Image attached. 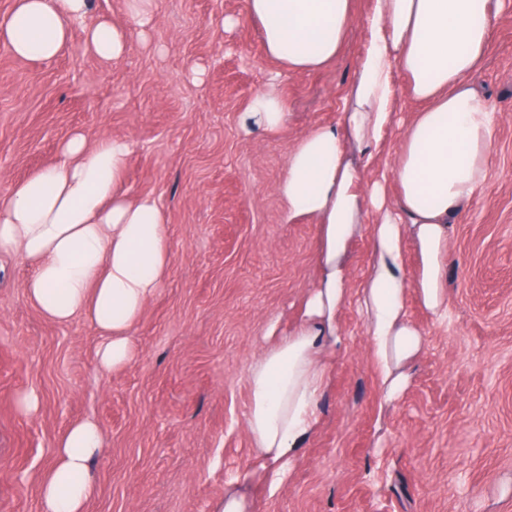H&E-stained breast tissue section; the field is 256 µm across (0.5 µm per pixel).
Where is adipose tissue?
Wrapping results in <instances>:
<instances>
[{"label":"adipose tissue","instance_id":"obj_1","mask_svg":"<svg viewBox=\"0 0 512 512\" xmlns=\"http://www.w3.org/2000/svg\"><path fill=\"white\" fill-rule=\"evenodd\" d=\"M498 0H372L357 18L354 0H248L267 55L290 69L316 70L333 60L352 25L363 22L359 57L341 122L318 125L289 150L276 186L283 221L314 219L319 276L299 321L253 363L247 431L259 470L280 475L316 422L325 369L323 355L339 341L337 316L352 293L347 253L366 214L373 261L359 290L371 353L386 399L408 383L403 364L423 334L404 306L415 291L435 316L448 308L444 279L449 259L446 224L483 189L496 115L476 90L492 38ZM90 11V0H13L0 21V43L18 58L43 63L64 52L69 19ZM85 48L109 61L127 49V35L101 18L84 31ZM410 82L398 87L396 72ZM421 102L398 124L400 98ZM251 125L281 129L287 114L276 90L258 92L247 112ZM400 134L391 156L384 142ZM47 166L0 195V251L30 268L26 293L46 319L88 321L100 337L102 368L134 357L131 330L163 285L170 243L163 206L134 196L124 184L125 139L88 143L73 134ZM400 188L397 202L388 183ZM419 262L403 265L406 242ZM104 449L91 421L72 424L57 440L39 487L42 512H84L95 480L91 465Z\"/></svg>","mask_w":512,"mask_h":512}]
</instances>
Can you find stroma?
<instances>
[{
	"label": "stroma",
	"mask_w": 512,
	"mask_h": 512,
	"mask_svg": "<svg viewBox=\"0 0 512 512\" xmlns=\"http://www.w3.org/2000/svg\"><path fill=\"white\" fill-rule=\"evenodd\" d=\"M92 5V18L128 31L112 61L87 53L79 28L47 63L0 44V190L59 162L73 131L125 138L126 187L162 203L170 263L131 332L134 360L107 372L91 324L45 319L28 267L0 253V512H40L54 444L86 418L105 440L86 512H220L239 485L248 512H512V8L474 77L497 123L487 183L448 226V317L407 294L424 342L389 401L350 301L317 422L277 481L254 471L248 378L275 342L269 325L284 335L301 315L317 235L308 219L284 223L275 186L289 149L340 121L364 29L325 67L293 71L267 57L246 0H151L145 30L126 0ZM270 86L286 125L244 134L250 101ZM29 392L32 417L18 408Z\"/></svg>",
	"instance_id": "stroma-1"
}]
</instances>
